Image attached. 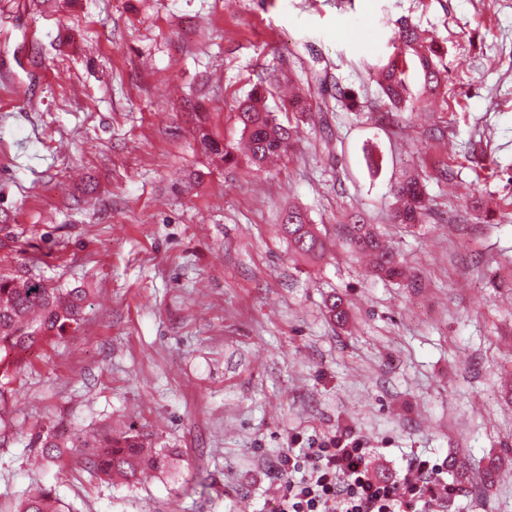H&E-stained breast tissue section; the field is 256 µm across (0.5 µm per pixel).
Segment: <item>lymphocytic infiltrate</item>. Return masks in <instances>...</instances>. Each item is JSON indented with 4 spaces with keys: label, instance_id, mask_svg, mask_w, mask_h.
Listing matches in <instances>:
<instances>
[{
    "label": "lymphocytic infiltrate",
    "instance_id": "f902f5d3",
    "mask_svg": "<svg viewBox=\"0 0 512 512\" xmlns=\"http://www.w3.org/2000/svg\"><path fill=\"white\" fill-rule=\"evenodd\" d=\"M380 449L336 439L320 448H292L280 460L287 477L276 512H426L447 503L459 489L443 466L414 457L403 475H377Z\"/></svg>",
    "mask_w": 512,
    "mask_h": 512
}]
</instances>
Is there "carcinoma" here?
I'll use <instances>...</instances> for the list:
<instances>
[{"instance_id": "cac0c4a2", "label": "carcinoma", "mask_w": 512, "mask_h": 512, "mask_svg": "<svg viewBox=\"0 0 512 512\" xmlns=\"http://www.w3.org/2000/svg\"><path fill=\"white\" fill-rule=\"evenodd\" d=\"M393 48L386 62L376 66L377 83L391 111L412 112L415 100L405 79L407 55L417 58L424 92L438 95L446 82L439 60L440 49L423 39L417 26L407 20L397 22ZM276 82L275 76L260 79L234 107L236 119L242 125L247 158L257 168L270 158L287 153L296 135L295 128L280 121L267 105ZM322 89L351 108L357 106L354 94L337 80H322ZM279 111L312 112V95L304 94L283 103ZM201 142L206 151L221 158L224 164L238 163V148L223 145L206 133L202 134ZM394 195L396 223L421 224L426 220L430 206L422 178L408 177L398 182ZM281 228L295 253L315 260L326 251L325 239L303 211L291 208L285 212L281 216ZM347 238L355 252L371 257L368 273L388 280L406 278L399 254L379 238L358 212L350 217ZM85 309L86 292L82 289L50 284L27 265L15 272L0 271V406L7 401V385L21 370V356L36 345L60 339L70 330L78 329ZM66 441L85 456L89 469L104 480L118 477L133 483L146 470L164 473L175 468L176 453L153 447L148 437L133 426L117 436L101 439L79 432L66 437L54 430L41 443L42 455L54 458L55 449ZM19 512H62V509L52 490L41 488L25 498Z\"/></svg>"}]
</instances>
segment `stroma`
<instances>
[{
  "label": "stroma",
  "mask_w": 512,
  "mask_h": 512,
  "mask_svg": "<svg viewBox=\"0 0 512 512\" xmlns=\"http://www.w3.org/2000/svg\"><path fill=\"white\" fill-rule=\"evenodd\" d=\"M402 17L448 71L436 97L408 68L412 112L372 70ZM287 69L328 71L359 108L293 115L267 169L212 159L200 129L238 144L235 99ZM409 174L434 210L411 227L393 220ZM291 208L322 257L290 251ZM355 211L409 280L366 275ZM34 257L86 288V314L12 379L0 512L42 486L64 512H275L282 453L344 432L388 476L465 461L447 512H512V0H0V268ZM131 425L175 472L105 483L69 447L33 464L50 427ZM280 223L288 237V244L295 253L315 260L326 251L325 239L318 234L315 225L311 224L308 216L300 209H288L281 216Z\"/></svg>",
  "instance_id": "obj_1"
}]
</instances>
